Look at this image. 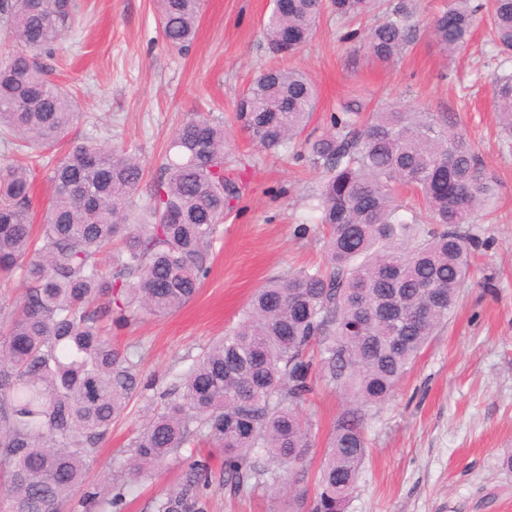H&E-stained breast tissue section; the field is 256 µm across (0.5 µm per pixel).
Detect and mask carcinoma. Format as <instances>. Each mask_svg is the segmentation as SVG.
<instances>
[{"mask_svg": "<svg viewBox=\"0 0 512 512\" xmlns=\"http://www.w3.org/2000/svg\"><path fill=\"white\" fill-rule=\"evenodd\" d=\"M158 6L164 40L186 49L201 0ZM374 8L375 0H288L287 10H272L266 36L276 52L286 42L294 53L326 10L363 16ZM76 9L75 0H0L3 35L14 46L0 54V131L22 156L51 150L79 116L73 93L43 63ZM481 12L500 52L512 53V0H449L430 22L440 50L463 52ZM410 38L409 13L399 7L369 30L364 48L388 62ZM494 83V110L512 138V75ZM316 103L305 72L265 68L239 94L235 116L253 144L277 155L302 134ZM305 148L322 174L315 209L329 230L328 263L268 282L184 380L159 393L127 475L148 476L197 440L213 448L190 452L154 512H206L217 456L233 494L261 482L288 497V512H346L368 455L367 409L389 400L458 303L480 246L460 226L489 206L497 180L452 118L398 108L367 114L351 100ZM46 172L53 194L36 228L33 163L0 164V281L23 285L0 306V512H121L125 489L103 496L83 487L112 423L153 384L112 343V326L164 316L197 295L235 198L224 181V126L187 118L145 196L140 159L96 141L72 147ZM401 187L422 200L426 220L406 215ZM314 373L347 406L307 502L287 495L278 469L290 468L296 483L306 478L313 423L298 406Z\"/></svg>", "mask_w": 512, "mask_h": 512, "instance_id": "carcinoma-1", "label": "carcinoma"}]
</instances>
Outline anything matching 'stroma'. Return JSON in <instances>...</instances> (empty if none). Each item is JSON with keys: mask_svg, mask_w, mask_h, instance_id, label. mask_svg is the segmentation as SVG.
I'll list each match as a JSON object with an SVG mask.
<instances>
[{"mask_svg": "<svg viewBox=\"0 0 512 512\" xmlns=\"http://www.w3.org/2000/svg\"><path fill=\"white\" fill-rule=\"evenodd\" d=\"M446 0H383L380 11L349 21L324 13L300 51L270 53L263 24L272 0H202L197 35L183 53L160 34L155 0H77L76 22L57 57L54 79L78 95L81 118L68 139L105 142L135 153L153 179L174 134L191 114L224 125V175L241 193L220 226L212 264L196 297L163 316H141L113 329L142 379L155 389L135 398L112 426L87 482L98 489L128 484L124 464L159 391L176 385L194 361L234 325L251 295L269 279L326 263L323 231L311 208L321 174L300 158V144L280 157L259 151L235 120V100L260 68L280 64L313 78L318 103L308 133L319 136L341 104L356 98L374 112L399 104L414 112L452 115L486 171L498 181L494 212L467 225L484 239L460 301L394 396L366 422L368 458L348 512H512V473L501 471L512 449V143H505L493 107L494 75L512 73V55L498 54L476 27L465 54L450 61L429 34ZM412 15L411 42L387 64L364 49L383 11ZM345 405L334 386L317 381L303 415L314 416L316 471ZM167 461L129 485L124 512H152L151 502L178 480ZM255 487L233 497L213 486L208 512H276Z\"/></svg>", "mask_w": 512, "mask_h": 512, "instance_id": "35a3bbf8", "label": "stroma"}]
</instances>
